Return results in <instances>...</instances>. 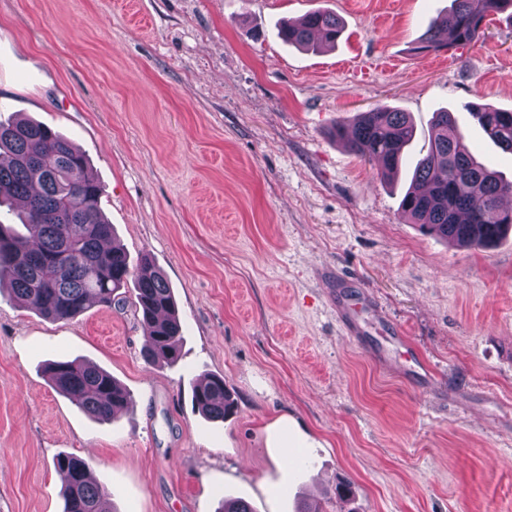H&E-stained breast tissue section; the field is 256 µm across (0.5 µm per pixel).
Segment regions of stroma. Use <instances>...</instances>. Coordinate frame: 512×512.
I'll return each mask as SVG.
<instances>
[{
  "instance_id": "1",
  "label": "stroma",
  "mask_w": 512,
  "mask_h": 512,
  "mask_svg": "<svg viewBox=\"0 0 512 512\" xmlns=\"http://www.w3.org/2000/svg\"><path fill=\"white\" fill-rule=\"evenodd\" d=\"M446 4L0 0V117L85 154L115 244L164 274L183 323L179 360L150 364L133 288L59 320L0 295V512H63L60 454L111 512H512V234L461 248L406 223L408 177L385 183L330 135L389 106L415 123L414 159L448 108L512 177L467 110H512V19L419 51ZM317 9L342 18L336 46L284 45L281 24ZM56 359L110 372L127 407L90 418L46 375ZM203 374L234 399L224 421L192 404Z\"/></svg>"
}]
</instances>
